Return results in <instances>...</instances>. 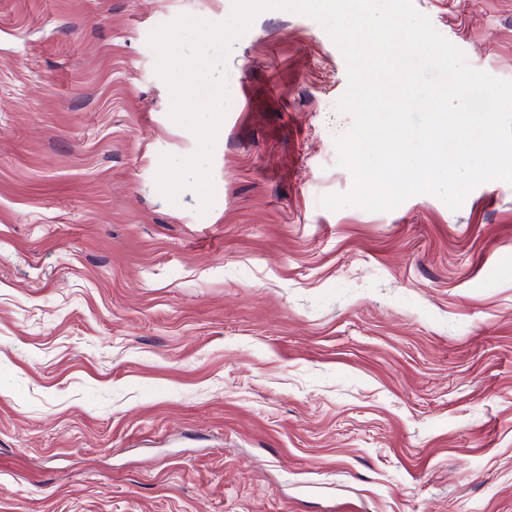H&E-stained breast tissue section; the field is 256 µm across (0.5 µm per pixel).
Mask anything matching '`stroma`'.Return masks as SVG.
Instances as JSON below:
<instances>
[{
  "label": "stroma",
  "mask_w": 512,
  "mask_h": 512,
  "mask_svg": "<svg viewBox=\"0 0 512 512\" xmlns=\"http://www.w3.org/2000/svg\"><path fill=\"white\" fill-rule=\"evenodd\" d=\"M512 80V0H412ZM232 0H0V512H512V184L369 212L345 59L260 13L214 204L150 33Z\"/></svg>",
  "instance_id": "stroma-1"
}]
</instances>
